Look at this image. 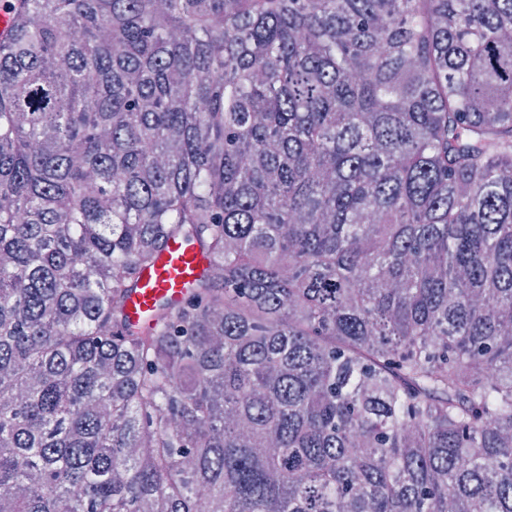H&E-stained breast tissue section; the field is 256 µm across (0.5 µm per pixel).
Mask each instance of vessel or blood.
Listing matches in <instances>:
<instances>
[{
	"instance_id": "vessel-or-blood-1",
	"label": "vessel or blood",
	"mask_w": 512,
	"mask_h": 512,
	"mask_svg": "<svg viewBox=\"0 0 512 512\" xmlns=\"http://www.w3.org/2000/svg\"><path fill=\"white\" fill-rule=\"evenodd\" d=\"M207 261L195 243L182 238L169 240L157 265L144 271L128 301L133 320H146L156 304L181 300L202 275Z\"/></svg>"
}]
</instances>
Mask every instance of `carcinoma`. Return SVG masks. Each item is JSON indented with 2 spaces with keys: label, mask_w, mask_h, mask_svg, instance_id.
I'll return each instance as SVG.
<instances>
[{
  "label": "carcinoma",
  "mask_w": 512,
  "mask_h": 512,
  "mask_svg": "<svg viewBox=\"0 0 512 512\" xmlns=\"http://www.w3.org/2000/svg\"><path fill=\"white\" fill-rule=\"evenodd\" d=\"M9 11L0 512H512V0ZM206 264L195 243L182 238L169 240L157 265L141 274L128 301L130 317L146 320L157 303L186 298Z\"/></svg>",
  "instance_id": "cac0c4a2"
}]
</instances>
